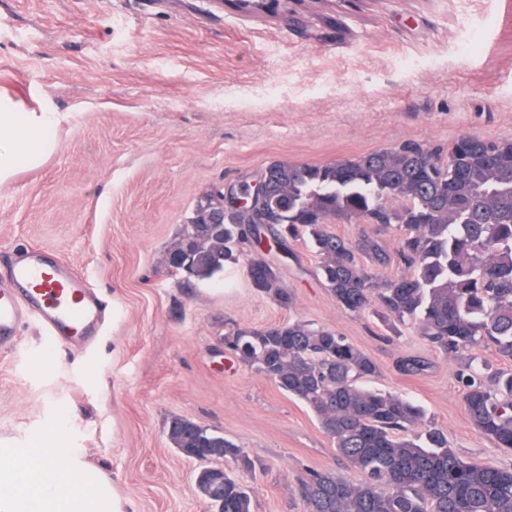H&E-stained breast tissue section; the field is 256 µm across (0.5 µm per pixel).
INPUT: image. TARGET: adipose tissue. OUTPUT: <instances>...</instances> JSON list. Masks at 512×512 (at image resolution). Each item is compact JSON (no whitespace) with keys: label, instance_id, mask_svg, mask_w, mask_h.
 I'll return each instance as SVG.
<instances>
[{"label":"adipose tissue","instance_id":"ef3b65f1","mask_svg":"<svg viewBox=\"0 0 512 512\" xmlns=\"http://www.w3.org/2000/svg\"><path fill=\"white\" fill-rule=\"evenodd\" d=\"M52 112H17L0 103V185L41 165L52 149ZM58 422L20 449L0 444V512H127V502L76 448L59 447Z\"/></svg>","mask_w":512,"mask_h":512}]
</instances>
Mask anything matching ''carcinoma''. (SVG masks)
I'll return each mask as SVG.
<instances>
[{"mask_svg": "<svg viewBox=\"0 0 512 512\" xmlns=\"http://www.w3.org/2000/svg\"><path fill=\"white\" fill-rule=\"evenodd\" d=\"M261 215L272 238L237 212L210 224L197 214L218 209L203 197L168 251L188 249L186 280L209 279L244 263L253 288L282 306L293 303L273 249L303 240L319 257L317 275L346 310L376 304L384 321L412 323L433 348L459 360L457 381L474 429L512 449V370L490 372L473 351L492 348L512 361V140L462 134L440 160L408 142L325 164L274 161L265 169ZM400 231L397 253L409 274L378 276L360 264L390 256L367 232L336 235V221ZM224 350L275 382L315 417L338 456L357 472L311 470L298 485L304 512H512V470L461 457L448 436L407 396L363 381L376 362L342 334L302 320L265 328L224 324ZM186 457L218 453L236 472L212 467L198 493L224 492L223 512H251L239 474L249 455L221 432L183 417L167 426Z\"/></svg>", "mask_w": 512, "mask_h": 512, "instance_id": "cac0c4a2", "label": "carcinoma"}]
</instances>
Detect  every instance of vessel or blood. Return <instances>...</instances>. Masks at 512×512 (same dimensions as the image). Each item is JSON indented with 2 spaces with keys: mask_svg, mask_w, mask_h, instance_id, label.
<instances>
[{
  "mask_svg": "<svg viewBox=\"0 0 512 512\" xmlns=\"http://www.w3.org/2000/svg\"><path fill=\"white\" fill-rule=\"evenodd\" d=\"M9 277L11 287L0 288V342L12 340L18 326L30 319L57 344L96 339L103 306L71 268L31 250L11 266Z\"/></svg>",
  "mask_w": 512,
  "mask_h": 512,
  "instance_id": "obj_1",
  "label": "vessel or blood"
}]
</instances>
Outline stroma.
I'll return each instance as SVG.
<instances>
[{
    "instance_id": "35a3bbf8",
    "label": "stroma",
    "mask_w": 512,
    "mask_h": 512,
    "mask_svg": "<svg viewBox=\"0 0 512 512\" xmlns=\"http://www.w3.org/2000/svg\"><path fill=\"white\" fill-rule=\"evenodd\" d=\"M54 112L40 167L0 186V281L36 248L106 306L96 344L36 326L0 344V440L63 424L131 512H214L199 461L167 440L172 417L222 432L255 464L253 512H302L309 469L348 470L314 416L224 353V325L304 320L378 365L371 387L407 395L460 456L512 468L472 426L457 360L376 308H342L303 242L281 260L283 307L243 265L185 281L163 255L198 201L252 183L274 160L323 164L417 142L447 158L462 133L512 139V0H359L242 13L212 0H0V91ZM424 360L418 373L399 369Z\"/></svg>"
}]
</instances>
